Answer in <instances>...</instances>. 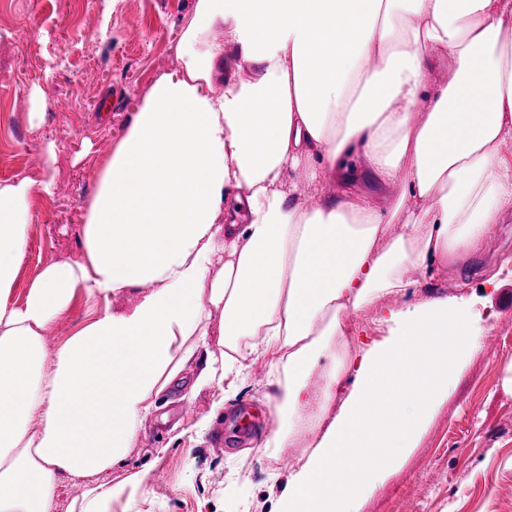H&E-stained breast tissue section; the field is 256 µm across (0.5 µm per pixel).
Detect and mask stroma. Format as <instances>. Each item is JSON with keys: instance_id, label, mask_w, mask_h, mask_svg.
Masks as SVG:
<instances>
[{"instance_id": "obj_1", "label": "stroma", "mask_w": 512, "mask_h": 512, "mask_svg": "<svg viewBox=\"0 0 512 512\" xmlns=\"http://www.w3.org/2000/svg\"><path fill=\"white\" fill-rule=\"evenodd\" d=\"M13 0L0 6V181L38 177L48 144H55L52 198L38 200L26 255L12 291L24 297L46 265L77 257L83 247L84 206L100 164L125 134L150 86L179 70V34L194 0ZM140 32L131 40L129 32ZM41 112L33 124L32 112ZM498 276L501 288L489 285ZM512 223L492 225L481 251L439 268L381 307L349 316L355 342L380 341L389 310L425 299L466 301L492 338L468 356L454 384L402 465L362 501L359 512H512ZM203 361L160 394L141 424L127 462L150 468L156 496L132 512H270L269 455L264 443L279 428L238 437L227 413L243 404L265 406L268 361L253 359L235 397L221 384L193 389ZM190 414H182L183 403Z\"/></svg>"}]
</instances>
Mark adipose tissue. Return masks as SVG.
Wrapping results in <instances>:
<instances>
[{"mask_svg": "<svg viewBox=\"0 0 512 512\" xmlns=\"http://www.w3.org/2000/svg\"><path fill=\"white\" fill-rule=\"evenodd\" d=\"M510 21L512 0H195L181 70L156 79L101 166L81 255L19 302L54 179L0 181V512H129L150 496L149 471L123 463L214 341L224 364L194 387L231 397L246 360L268 358L267 447L318 437L270 512H358L447 396L451 365L484 347L469 309L433 300L390 312L388 336L347 358L344 319L478 251L512 214ZM443 58L448 80L430 84ZM358 167L396 194L358 193ZM302 187L319 208L296 204ZM129 291L48 352L75 294ZM67 479L82 491L63 509Z\"/></svg>", "mask_w": 512, "mask_h": 512, "instance_id": "obj_1", "label": "adipose tissue"}]
</instances>
